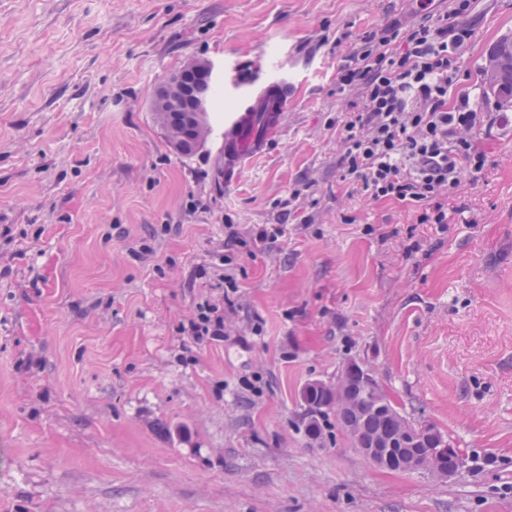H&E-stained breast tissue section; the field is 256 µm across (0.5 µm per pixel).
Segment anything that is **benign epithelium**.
<instances>
[{
    "instance_id": "obj_1",
    "label": "benign epithelium",
    "mask_w": 512,
    "mask_h": 512,
    "mask_svg": "<svg viewBox=\"0 0 512 512\" xmlns=\"http://www.w3.org/2000/svg\"><path fill=\"white\" fill-rule=\"evenodd\" d=\"M510 65L512 49L508 51L500 45L490 49L486 64L490 92H497L495 75ZM189 93L187 86L176 81L163 83L156 89L157 99L166 98L172 103ZM310 386L326 396L328 407L349 406L361 415L373 409L384 413L390 419L399 416V412L377 383L374 372L359 363L348 364L334 384L312 382ZM347 435L352 445L380 468L392 471H424L449 478L458 473L463 464L458 450L440 432L427 425L396 432L381 429L370 435L353 426Z\"/></svg>"
}]
</instances>
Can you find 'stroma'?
Here are the masks:
<instances>
[{
	"instance_id": "1",
	"label": "stroma",
	"mask_w": 512,
	"mask_h": 512,
	"mask_svg": "<svg viewBox=\"0 0 512 512\" xmlns=\"http://www.w3.org/2000/svg\"><path fill=\"white\" fill-rule=\"evenodd\" d=\"M414 0H0V512H512V108L482 92L512 0H473L449 101L494 118L446 225L342 179L337 88ZM210 61L212 133L177 154L155 89ZM295 92L225 182L224 115L267 60ZM278 240L248 250L263 227ZM224 303V339L183 324ZM373 369L464 465L377 468L301 392Z\"/></svg>"
}]
</instances>
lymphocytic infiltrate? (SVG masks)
<instances>
[{"label": "lymphocytic infiltrate", "instance_id": "f902f5d3", "mask_svg": "<svg viewBox=\"0 0 512 512\" xmlns=\"http://www.w3.org/2000/svg\"><path fill=\"white\" fill-rule=\"evenodd\" d=\"M471 5L453 0L438 19L391 27L341 69L340 87L361 92L352 112L336 123L343 179L360 182L374 199L419 207L423 224H446L445 199L465 171L487 163L473 134L489 124L488 113L466 94L448 100L459 51L471 36L460 18ZM395 39L402 49L394 53L388 46Z\"/></svg>", "mask_w": 512, "mask_h": 512}]
</instances>
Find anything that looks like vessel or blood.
<instances>
[{
  "mask_svg": "<svg viewBox=\"0 0 512 512\" xmlns=\"http://www.w3.org/2000/svg\"><path fill=\"white\" fill-rule=\"evenodd\" d=\"M290 85L278 75L264 86H250L236 112L224 120V177L233 180L250 160L262 155L289 106Z\"/></svg>",
  "mask_w": 512,
  "mask_h": 512,
  "instance_id": "vessel-or-blood-1",
  "label": "vessel or blood"
}]
</instances>
